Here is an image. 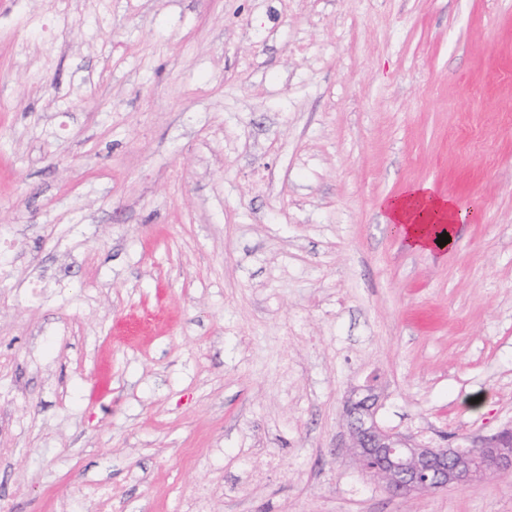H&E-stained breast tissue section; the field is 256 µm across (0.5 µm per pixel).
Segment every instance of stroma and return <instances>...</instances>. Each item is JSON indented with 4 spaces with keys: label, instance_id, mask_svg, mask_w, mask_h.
<instances>
[{
    "label": "stroma",
    "instance_id": "35a3bbf8",
    "mask_svg": "<svg viewBox=\"0 0 512 512\" xmlns=\"http://www.w3.org/2000/svg\"><path fill=\"white\" fill-rule=\"evenodd\" d=\"M411 184L478 200L452 250L384 224ZM1 238L12 512H512L345 448L369 390L512 427V0H0Z\"/></svg>",
    "mask_w": 512,
    "mask_h": 512
}]
</instances>
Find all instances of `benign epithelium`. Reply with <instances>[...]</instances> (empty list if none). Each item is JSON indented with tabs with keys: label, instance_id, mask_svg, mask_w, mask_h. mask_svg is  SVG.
Segmentation results:
<instances>
[{
	"label": "benign epithelium",
	"instance_id": "7a95c632",
	"mask_svg": "<svg viewBox=\"0 0 512 512\" xmlns=\"http://www.w3.org/2000/svg\"><path fill=\"white\" fill-rule=\"evenodd\" d=\"M375 401L369 393L347 407L352 456L362 471L382 480L389 493L471 487L488 474L512 471L511 431L466 448L424 445L381 427L375 420Z\"/></svg>",
	"mask_w": 512,
	"mask_h": 512
}]
</instances>
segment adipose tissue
Wrapping results in <instances>:
<instances>
[{
	"instance_id": "adipose-tissue-1",
	"label": "adipose tissue",
	"mask_w": 512,
	"mask_h": 512,
	"mask_svg": "<svg viewBox=\"0 0 512 512\" xmlns=\"http://www.w3.org/2000/svg\"><path fill=\"white\" fill-rule=\"evenodd\" d=\"M384 222L413 251H438L440 234L455 235L470 218L468 209L455 199L433 195L428 186L412 185L398 195L381 200Z\"/></svg>"
}]
</instances>
